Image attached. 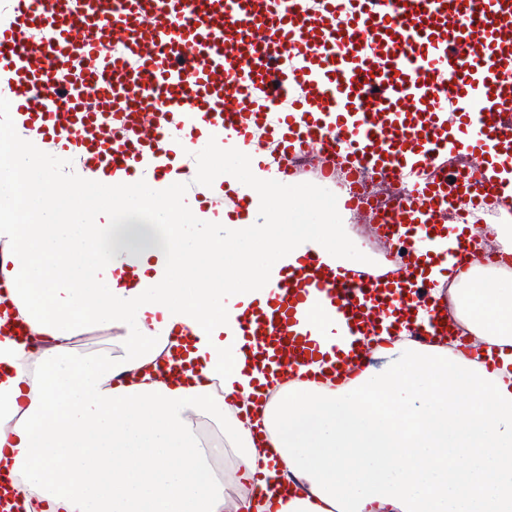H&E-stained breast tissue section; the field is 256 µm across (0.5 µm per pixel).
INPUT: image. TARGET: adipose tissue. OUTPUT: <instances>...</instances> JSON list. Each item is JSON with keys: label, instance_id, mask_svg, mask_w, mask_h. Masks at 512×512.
Returning <instances> with one entry per match:
<instances>
[{"label": "adipose tissue", "instance_id": "ef3b65f1", "mask_svg": "<svg viewBox=\"0 0 512 512\" xmlns=\"http://www.w3.org/2000/svg\"><path fill=\"white\" fill-rule=\"evenodd\" d=\"M21 130L0 128V239L13 266L0 296L38 323L44 346L0 338V464L24 512H512V275L454 291L473 353L401 335L380 370L344 385L266 378L236 332L306 249L348 253L332 224L295 223L306 202L272 196L273 224H230L184 244L199 222L183 181L144 203L103 181L60 186L36 172ZM101 216L83 224L87 213ZM117 353L85 360L79 330ZM196 338L184 382L156 361ZM220 428L204 447L201 418ZM264 474L288 495L240 494Z\"/></svg>", "mask_w": 512, "mask_h": 512}]
</instances>
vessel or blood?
<instances>
[{
    "instance_id": "b4317fda",
    "label": "vessel or blood",
    "mask_w": 512,
    "mask_h": 512,
    "mask_svg": "<svg viewBox=\"0 0 512 512\" xmlns=\"http://www.w3.org/2000/svg\"><path fill=\"white\" fill-rule=\"evenodd\" d=\"M0 96V127L53 143L57 167L86 179L156 187L194 169L203 216L234 224L259 195L208 168L241 143L261 180H309L370 217L384 257L307 251L240 321L267 375L320 359L304 328L319 296L352 339L339 382L376 337L451 335L428 277L437 242L453 240L443 274L459 283L482 258L461 214L512 208V0H0Z\"/></svg>"
}]
</instances>
